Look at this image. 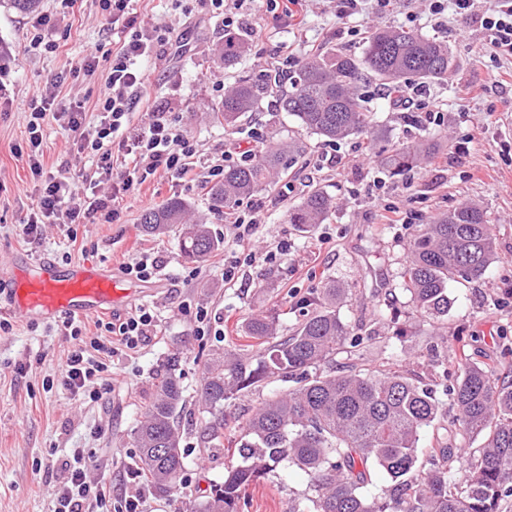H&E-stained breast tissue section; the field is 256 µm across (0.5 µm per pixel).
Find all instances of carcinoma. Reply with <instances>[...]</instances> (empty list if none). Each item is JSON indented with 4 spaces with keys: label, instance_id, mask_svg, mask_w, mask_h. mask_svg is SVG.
I'll return each mask as SVG.
<instances>
[{
    "label": "carcinoma",
    "instance_id": "carcinoma-1",
    "mask_svg": "<svg viewBox=\"0 0 512 512\" xmlns=\"http://www.w3.org/2000/svg\"><path fill=\"white\" fill-rule=\"evenodd\" d=\"M240 33L224 35L220 59L233 66L247 51ZM455 59L448 44L404 28H377L365 41L362 56L334 48L308 56L288 74V89L278 109L299 126L327 142L357 136L389 140L375 124L363 87L373 82L392 94L406 83L427 84L448 76ZM271 74L244 77L224 90L216 119L233 127L248 112H260L264 100L280 86ZM434 139L396 141L378 155L393 176H403L439 151ZM304 152L296 140H280L257 159L224 167V179L209 189L212 209L228 215L239 201L274 184L285 159ZM333 200L319 189L288 210V223L304 229L323 224ZM189 205L171 198L146 211L140 220L148 235L178 229L181 255L201 263L220 249L208 225L187 219ZM495 225L478 205L466 203L421 225L410 242L403 272L404 288L422 317L448 315V285L483 276L497 259ZM346 289L328 283L312 311L293 335L276 339L272 315H258L243 326L256 351L212 354L203 371L199 403L207 414L202 443L209 448L224 438V404L238 394L265 387L274 380L294 386L262 401L242 428L236 443L237 464L224 482L212 486L207 499L192 512H237L241 495L268 472L287 461L311 479V505L295 503L289 512H499L512 496V379L496 376V367L476 363L459 348L460 373L454 383L440 385L416 378L394 362L338 374L324 366L349 344L372 340L351 336L337 313ZM449 397L456 410L453 439L481 438L478 454L466 467L448 470L452 443H438L426 459L419 456L421 433L439 424V397ZM185 401L172 369L156 375L134 430L139 471L160 494L180 489L185 452L177 416ZM424 467V476L416 471ZM386 479L373 496L363 489L372 472Z\"/></svg>",
    "mask_w": 512,
    "mask_h": 512
}]
</instances>
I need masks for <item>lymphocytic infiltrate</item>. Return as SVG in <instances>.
<instances>
[{
	"label": "lymphocytic infiltrate",
	"mask_w": 512,
	"mask_h": 512,
	"mask_svg": "<svg viewBox=\"0 0 512 512\" xmlns=\"http://www.w3.org/2000/svg\"><path fill=\"white\" fill-rule=\"evenodd\" d=\"M132 0H98L106 19L120 30L119 46L112 56L108 82L111 95L97 99L94 105L71 101L52 108L54 93L25 105L27 114V159L34 177L44 178L43 191L35 210L23 223L24 239L39 237L44 224H77L81 220L114 223L120 217L118 202L134 187L145 183L157 172H164L176 183L192 186L216 182L224 176V164L232 155L253 159L265 144L262 132H254L247 145L233 144L208 165H201L197 143L188 136L180 119L165 105L152 98L147 88L153 73L147 63L164 38L159 28L147 25L131 8ZM478 0H429V10L437 27H445L444 11L453 8L459 16H477L486 37V45L496 57L512 60V0H494L492 9L478 12ZM144 111L150 121L144 128L131 127L132 114ZM95 121H88V112ZM60 121L76 135L79 151L92 154L97 166L110 181V193L98 190L77 191L66 178L45 177L43 172L42 127L47 119ZM66 335L76 344L69 350L59 375L62 387L83 399L97 400L111 371L106 358L116 347L134 352L149 340L154 316L149 308L138 307L115 321L96 320L95 334H88L81 320L64 321ZM64 482L57 488L51 512H104L107 506L104 479L91 478L84 449H72L63 463Z\"/></svg>",
	"instance_id": "1"
}]
</instances>
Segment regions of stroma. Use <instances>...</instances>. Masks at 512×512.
Masks as SVG:
<instances>
[{"mask_svg":"<svg viewBox=\"0 0 512 512\" xmlns=\"http://www.w3.org/2000/svg\"><path fill=\"white\" fill-rule=\"evenodd\" d=\"M133 8L145 22L170 32L150 62L155 77L150 93L181 116L202 159L256 128L270 141L296 135L306 153L291 173L248 198L260 222L243 246L234 241L223 216L209 207L205 186L187 188L162 173L124 196L119 223L49 224L39 240L26 242L19 226L37 203L41 182L27 164L26 115L20 106L40 97L52 79L59 82L56 93L62 102L110 93L106 78L117 39L96 0H40L38 11L57 20L48 34L56 48L34 50L33 15L0 0V43L12 50L7 70L0 73V257L41 255L62 265L90 261L111 266L123 287L140 291V304L156 315L150 342L136 355L112 356L116 375L95 402L74 399L57 383L59 366L74 344L60 322L15 319L9 331H0V512H49L64 478L61 464L74 448L85 449L93 473L108 478L112 512H125V497L137 491L128 474L137 467L133 437L139 406L155 374L172 357L188 402L179 419L186 469L177 494L146 489L145 510L179 512L203 500L214 484L223 482L233 462L231 447L200 443L201 415L193 402L205 361L216 350L242 352L240 329L255 314L275 315L279 336L292 335L328 283L347 291L338 307L341 318L354 333L373 337L363 351L365 367L391 356L429 377L435 370L429 347L438 333L466 345L477 362L499 356L502 346L512 347V86L493 88L479 98L470 94L490 72L512 67V62L494 57L478 20L452 15L447 27L437 29L423 0H392L383 12L367 9L349 17L338 15L334 0H313L303 27L295 29L266 19L257 2L237 27L246 34L249 49L227 69L216 56L224 23L209 0H135ZM390 25L447 41L459 63L448 80L419 89L429 103L425 111L394 107L376 87L367 89L377 121L390 138L439 139L443 165L391 176L376 159L382 141L324 142L278 111L272 96L263 111L245 115L236 128L212 119L226 85L281 65L286 48L300 58L331 47L359 55L371 29ZM91 54L99 60L95 74H78L81 61ZM42 150L45 175L68 177L79 190L99 180L96 157L78 153L73 134L58 122L45 123ZM334 155L347 157L348 165L331 163ZM315 188L335 202L331 218L307 231L289 224V208ZM172 197L188 202L192 214L223 239L208 261L186 262L174 234H142L141 214ZM463 202L480 205L496 225L497 259L481 278L450 284L447 317L420 319L402 287L407 246L422 224ZM389 203L404 210L407 223H384L383 208ZM144 252L159 265L157 276L147 282L123 272ZM251 252L255 261L244 263ZM228 260L240 263L231 283L222 276ZM202 312L207 319L201 324L196 316ZM311 494L308 475L282 465L248 488L238 512H288Z\"/></svg>","mask_w":512,"mask_h":512,"instance_id":"35a3bbf8","label":"stroma"}]
</instances>
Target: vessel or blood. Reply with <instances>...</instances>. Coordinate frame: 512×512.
<instances>
[{
    "instance_id": "1",
    "label": "vessel or blood",
    "mask_w": 512,
    "mask_h": 512,
    "mask_svg": "<svg viewBox=\"0 0 512 512\" xmlns=\"http://www.w3.org/2000/svg\"><path fill=\"white\" fill-rule=\"evenodd\" d=\"M34 265L37 275L32 279L0 273V294L9 298V314L26 322L95 317L132 294L119 287L110 270L92 263L76 262L63 269L43 257Z\"/></svg>"
}]
</instances>
